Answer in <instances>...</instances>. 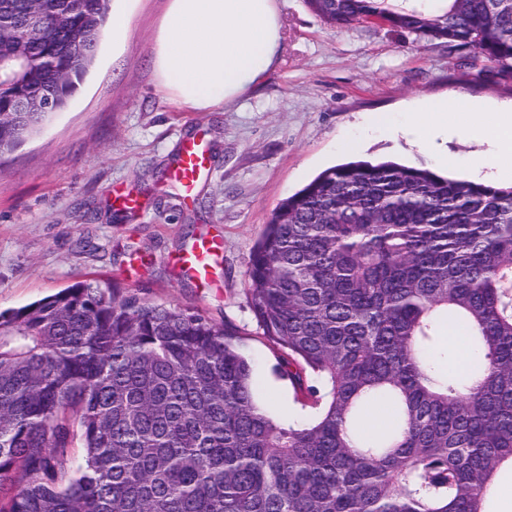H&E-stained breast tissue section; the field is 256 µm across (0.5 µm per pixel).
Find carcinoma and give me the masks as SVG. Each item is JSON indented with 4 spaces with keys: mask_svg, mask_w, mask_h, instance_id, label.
<instances>
[{
    "mask_svg": "<svg viewBox=\"0 0 512 512\" xmlns=\"http://www.w3.org/2000/svg\"><path fill=\"white\" fill-rule=\"evenodd\" d=\"M110 2L0 0V158L65 107ZM307 3L512 70V0ZM248 295L304 422L259 407L239 330L200 311L86 279L0 313V512H487L512 463V185L328 168L272 210ZM450 325L464 372L439 365Z\"/></svg>",
    "mask_w": 512,
    "mask_h": 512,
    "instance_id": "obj_1",
    "label": "carcinoma"
}]
</instances>
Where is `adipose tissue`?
Returning a JSON list of instances; mask_svg holds the SVG:
<instances>
[{"label": "adipose tissue", "instance_id": "adipose-tissue-1", "mask_svg": "<svg viewBox=\"0 0 512 512\" xmlns=\"http://www.w3.org/2000/svg\"><path fill=\"white\" fill-rule=\"evenodd\" d=\"M280 39V0H168L154 37V76L180 110L211 112L234 103L269 70ZM459 104L446 97L419 106L390 134L419 151L440 138L479 136L483 149L472 155L470 172L512 180V104L470 111L455 123Z\"/></svg>", "mask_w": 512, "mask_h": 512}]
</instances>
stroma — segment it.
<instances>
[{
	"mask_svg": "<svg viewBox=\"0 0 512 512\" xmlns=\"http://www.w3.org/2000/svg\"><path fill=\"white\" fill-rule=\"evenodd\" d=\"M123 49L104 39L66 107L0 161V311L56 293L76 278L108 279L145 299L200 311L238 327L275 420L297 417L295 390L276 370L280 352L249 306L253 246L276 204L323 170L395 160L440 171L438 157L380 132L370 112L403 120L421 102L454 95L512 103V72L468 46L374 23L334 28L306 0H283L273 69L234 105L184 112L158 90L151 55L167 0H131ZM208 143L193 196L172 178L182 144ZM137 196L127 207L115 191ZM219 234L214 285L200 287L176 257Z\"/></svg>",
	"mask_w": 512,
	"mask_h": 512,
	"instance_id": "obj_1",
	"label": "stroma"
}]
</instances>
